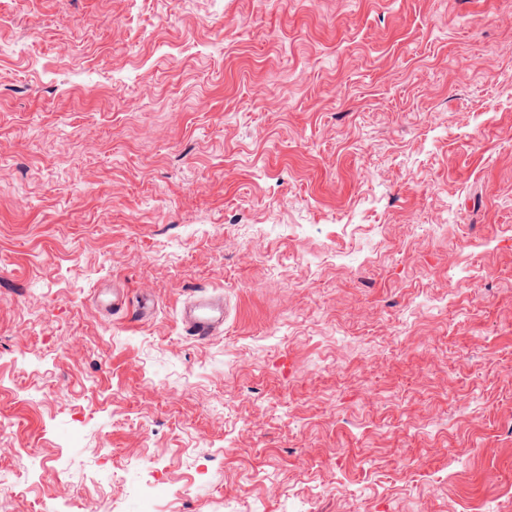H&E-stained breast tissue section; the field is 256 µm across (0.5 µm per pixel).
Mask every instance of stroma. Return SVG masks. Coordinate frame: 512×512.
Masks as SVG:
<instances>
[{
    "instance_id": "1",
    "label": "stroma",
    "mask_w": 512,
    "mask_h": 512,
    "mask_svg": "<svg viewBox=\"0 0 512 512\" xmlns=\"http://www.w3.org/2000/svg\"><path fill=\"white\" fill-rule=\"evenodd\" d=\"M153 484L512 512V0H0V512ZM180 322L187 336L206 341L224 326V301L219 297H197L184 303Z\"/></svg>"
}]
</instances>
